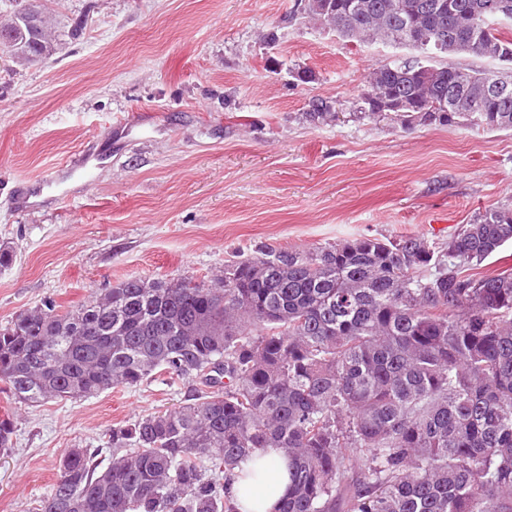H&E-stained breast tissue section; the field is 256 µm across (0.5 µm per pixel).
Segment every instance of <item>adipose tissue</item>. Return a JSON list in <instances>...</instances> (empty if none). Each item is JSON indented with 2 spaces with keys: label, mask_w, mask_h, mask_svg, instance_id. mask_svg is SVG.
I'll return each instance as SVG.
<instances>
[{
  "label": "adipose tissue",
  "mask_w": 512,
  "mask_h": 512,
  "mask_svg": "<svg viewBox=\"0 0 512 512\" xmlns=\"http://www.w3.org/2000/svg\"><path fill=\"white\" fill-rule=\"evenodd\" d=\"M288 486L285 463L274 449L255 451L252 461L235 470L231 491L241 512H274Z\"/></svg>",
  "instance_id": "ef3b65f1"
}]
</instances>
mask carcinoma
Segmentation results:
<instances>
[{
	"label": "carcinoma",
	"instance_id": "carcinoma-1",
	"mask_svg": "<svg viewBox=\"0 0 512 512\" xmlns=\"http://www.w3.org/2000/svg\"><path fill=\"white\" fill-rule=\"evenodd\" d=\"M485 0H304L346 39L411 46L434 66L495 43ZM25 36L0 50L36 63L55 50L41 0ZM489 71L414 62L369 73L360 114L415 125L512 129V93L483 111ZM335 117L328 101L306 118ZM512 242L495 206L437 246L420 235L361 236L311 251H266L211 286L128 279L61 311L48 301L0 328V383L16 403L93 397L157 374L201 383L191 402L73 448L36 512H240L228 485L255 448L286 460L275 512H512V271H479ZM13 417L0 416V451Z\"/></svg>",
	"mask_w": 512,
	"mask_h": 512
}]
</instances>
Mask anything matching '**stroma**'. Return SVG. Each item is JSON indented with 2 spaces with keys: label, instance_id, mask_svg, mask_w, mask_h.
<instances>
[{
  "label": "stroma",
  "instance_id": "35a3bbf8",
  "mask_svg": "<svg viewBox=\"0 0 512 512\" xmlns=\"http://www.w3.org/2000/svg\"><path fill=\"white\" fill-rule=\"evenodd\" d=\"M297 4L47 0L55 53L0 59V248L12 254L0 326L130 278L207 284L261 248L441 244L512 205V130L357 118L370 71L412 50L339 37ZM317 99L333 120L308 121ZM88 151L103 162L73 171ZM198 386L148 380L33 407L0 392L16 426L0 453V512H33L68 449L109 447L113 428L186 404Z\"/></svg>",
  "mask_w": 512,
  "mask_h": 512
}]
</instances>
